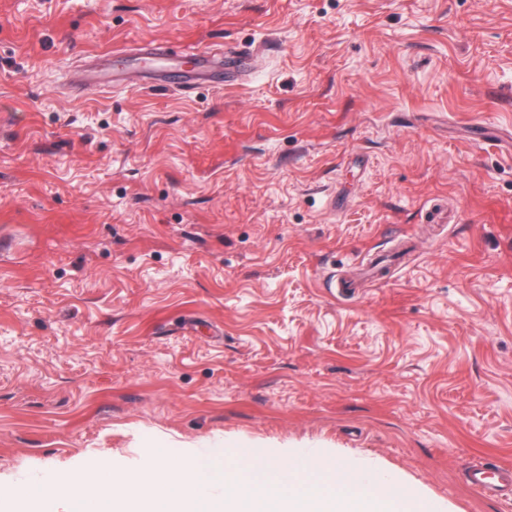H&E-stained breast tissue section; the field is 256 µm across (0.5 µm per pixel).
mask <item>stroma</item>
<instances>
[{"mask_svg":"<svg viewBox=\"0 0 512 512\" xmlns=\"http://www.w3.org/2000/svg\"><path fill=\"white\" fill-rule=\"evenodd\" d=\"M152 41L261 54L81 83ZM162 444L512 512V0H0V479ZM193 68L186 70L182 63L176 62V54L159 49H150L145 52L140 61L148 64L145 74L153 75L158 81L166 82L173 76L180 78L184 87H193L201 83H211L214 86L231 85L227 82L234 81V77L245 66V58L233 52L224 55V62H215L210 58L207 50H200L191 54ZM224 66V71L220 68ZM466 479L471 488L482 496L496 497L511 506L512 472L500 467L491 468L483 461L469 465Z\"/></svg>","mask_w":512,"mask_h":512,"instance_id":"35a3bbf8","label":"stroma"}]
</instances>
